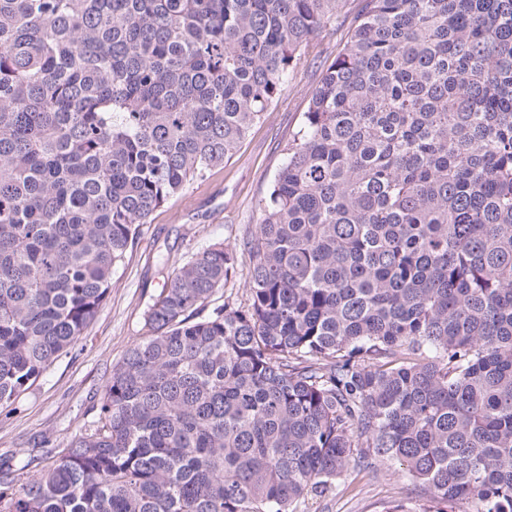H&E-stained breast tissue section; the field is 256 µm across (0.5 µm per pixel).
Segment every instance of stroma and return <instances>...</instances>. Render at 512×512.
<instances>
[{
  "label": "stroma",
  "mask_w": 512,
  "mask_h": 512,
  "mask_svg": "<svg viewBox=\"0 0 512 512\" xmlns=\"http://www.w3.org/2000/svg\"><path fill=\"white\" fill-rule=\"evenodd\" d=\"M356 0H345L335 24L306 50L292 79L222 167L160 207L112 275L105 301L75 347L54 361L28 390L0 409V454L29 462L30 473L50 464L49 448L65 447L89 429L99 395L143 336L144 317L168 277L198 249L221 241L242 247L258 222L257 204L286 161L323 67L348 41ZM426 485L388 461L341 477L335 494L310 498L302 512H388L393 502L410 512L429 506Z\"/></svg>",
  "instance_id": "stroma-1"
}]
</instances>
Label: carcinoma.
<instances>
[{"label":"carcinoma","instance_id":"cac0c4a2","mask_svg":"<svg viewBox=\"0 0 512 512\" xmlns=\"http://www.w3.org/2000/svg\"><path fill=\"white\" fill-rule=\"evenodd\" d=\"M342 0H0V408ZM243 252L153 298L92 428L0 512H299L395 460L512 512V0H359ZM247 256L248 303L203 314Z\"/></svg>","mask_w":512,"mask_h":512}]
</instances>
